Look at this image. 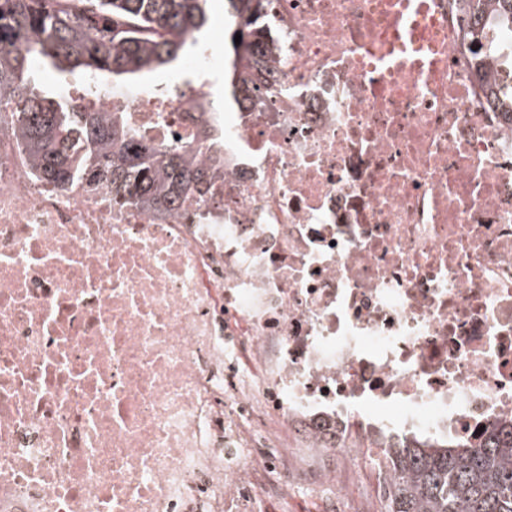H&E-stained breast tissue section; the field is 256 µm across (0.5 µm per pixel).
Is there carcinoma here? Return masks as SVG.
Listing matches in <instances>:
<instances>
[{
  "label": "carcinoma",
  "mask_w": 512,
  "mask_h": 512,
  "mask_svg": "<svg viewBox=\"0 0 512 512\" xmlns=\"http://www.w3.org/2000/svg\"><path fill=\"white\" fill-rule=\"evenodd\" d=\"M463 19L481 58L499 56L496 32L512 29V0L487 10L474 0ZM211 0H0V93H10L7 122L27 163L64 188L87 180L112 201L171 207L201 190L206 169L189 144H153L119 112L78 106L33 83L35 66L62 78L92 75L113 88L178 65L202 40ZM233 21L227 54L260 53L262 0H224ZM165 33L156 35V28ZM241 35L235 44V35ZM399 480L386 493L385 512H512V421L495 423L456 445L398 448Z\"/></svg>",
  "instance_id": "cac0c4a2"
}]
</instances>
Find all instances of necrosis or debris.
I'll return each mask as SVG.
<instances>
[{"label": "necrosis or debris", "instance_id": "obj_1", "mask_svg": "<svg viewBox=\"0 0 512 512\" xmlns=\"http://www.w3.org/2000/svg\"><path fill=\"white\" fill-rule=\"evenodd\" d=\"M430 0H267L224 108L216 43L90 101L210 173L170 209L41 178L0 123V512H346L394 450L512 420V113Z\"/></svg>", "mask_w": 512, "mask_h": 512}]
</instances>
